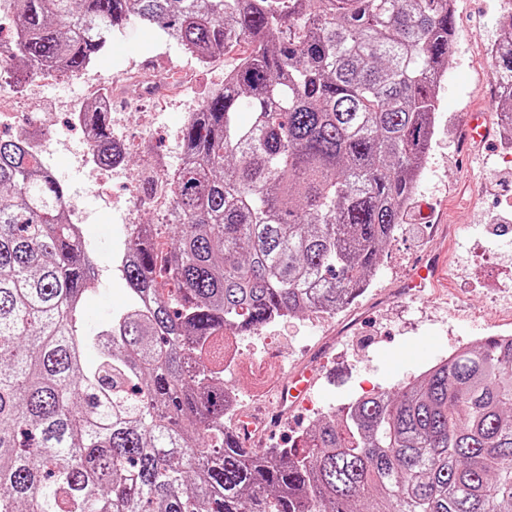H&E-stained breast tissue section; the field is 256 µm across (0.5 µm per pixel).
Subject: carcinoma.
<instances>
[{
    "mask_svg": "<svg viewBox=\"0 0 512 512\" xmlns=\"http://www.w3.org/2000/svg\"><path fill=\"white\" fill-rule=\"evenodd\" d=\"M31 75L92 66L135 19L238 63L166 175L170 260L130 240V306L89 327L97 254L69 189L0 139V512H512V336L357 398L286 448L224 424V335L370 287L401 229L458 33L452 0H8ZM492 46L512 129V11ZM251 112L241 126L236 115ZM100 160L108 112L86 105Z\"/></svg>",
    "mask_w": 512,
    "mask_h": 512,
    "instance_id": "obj_1",
    "label": "carcinoma"
}]
</instances>
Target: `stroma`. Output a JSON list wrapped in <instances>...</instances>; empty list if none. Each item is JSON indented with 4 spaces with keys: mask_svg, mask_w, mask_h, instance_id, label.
I'll list each match as a JSON object with an SVG mask.
<instances>
[{
    "mask_svg": "<svg viewBox=\"0 0 512 512\" xmlns=\"http://www.w3.org/2000/svg\"><path fill=\"white\" fill-rule=\"evenodd\" d=\"M505 0H455L459 35L448 54L439 90L431 149L418 189L404 209L402 228L381 256L371 287L338 313L307 312L238 337L241 356L224 381L244 412L261 403V392L308 367L318 375L307 403L288 411V422L268 438L287 447L296 432L331 416L342 404L398 389L455 348L512 330V186L489 193L490 184L512 173L501 144L489 150L462 146L468 112L495 121L498 101L493 61L486 50L499 35ZM164 53L181 76L155 93L145 69ZM232 51L209 63L187 58L157 30L130 23L93 66L61 79L46 72L30 79L13 104L17 112H51L59 130L70 126L71 94L100 86L116 112L154 113L155 150L171 151L187 113L224 81L238 62ZM98 248V290L85 301L86 320L98 323L131 302L115 265L116 222L102 199H79ZM438 265L424 287H410L419 262Z\"/></svg>",
    "mask_w": 512,
    "mask_h": 512,
    "instance_id": "obj_1",
    "label": "stroma"
}]
</instances>
